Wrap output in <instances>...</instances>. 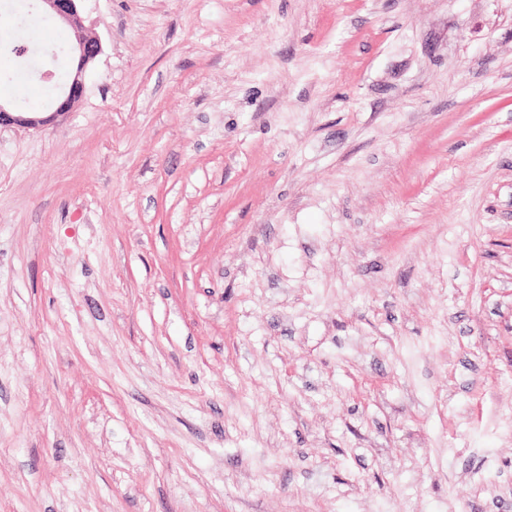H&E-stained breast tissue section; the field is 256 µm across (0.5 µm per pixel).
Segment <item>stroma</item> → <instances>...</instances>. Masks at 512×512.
Masks as SVG:
<instances>
[{
    "instance_id": "obj_1",
    "label": "stroma",
    "mask_w": 512,
    "mask_h": 512,
    "mask_svg": "<svg viewBox=\"0 0 512 512\" xmlns=\"http://www.w3.org/2000/svg\"><path fill=\"white\" fill-rule=\"evenodd\" d=\"M79 10L0 128V512H512V0ZM80 0H36L39 14L53 19L68 31L73 71L63 91L47 112H23L0 101V127L40 130L72 111L84 92V74L101 50L100 42L89 35L79 13Z\"/></svg>"
}]
</instances>
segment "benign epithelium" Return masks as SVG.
<instances>
[{"label": "benign epithelium", "mask_w": 512, "mask_h": 512, "mask_svg": "<svg viewBox=\"0 0 512 512\" xmlns=\"http://www.w3.org/2000/svg\"><path fill=\"white\" fill-rule=\"evenodd\" d=\"M79 0H36L39 14L63 25L68 31L73 71L63 91L47 112H23L0 101V127L40 130L65 116L81 100L84 74L101 50L100 42L89 35L78 8Z\"/></svg>", "instance_id": "benign-epithelium-1"}]
</instances>
